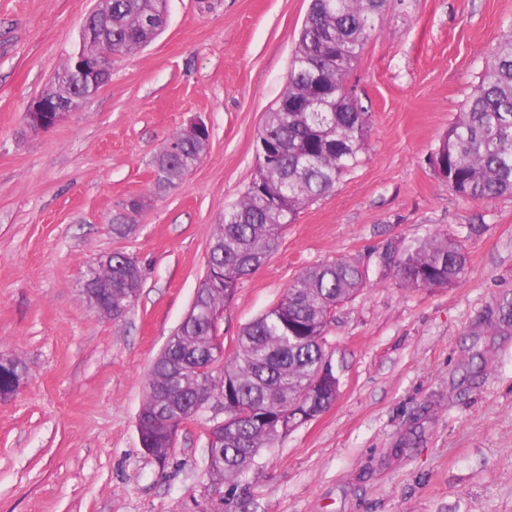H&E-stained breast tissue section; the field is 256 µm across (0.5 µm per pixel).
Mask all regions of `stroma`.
Returning a JSON list of instances; mask_svg holds the SVG:
<instances>
[{"label":"stroma","mask_w":512,"mask_h":512,"mask_svg":"<svg viewBox=\"0 0 512 512\" xmlns=\"http://www.w3.org/2000/svg\"><path fill=\"white\" fill-rule=\"evenodd\" d=\"M98 0H0V354L28 376L0 401V512H512V196L449 191L434 154L463 111L512 0H388L349 82L371 115L367 151L300 210L220 321L232 341L305 268L368 271L326 336L340 380L318 418L261 449L247 489L208 494V417L170 456L145 454L137 417L155 358L207 272L212 233L242 198L266 112L284 90L310 0H168L165 28L112 62L109 82L50 130L23 115L76 49ZM202 118L210 149L152 191V160ZM133 231L112 233L130 197ZM448 235L458 283L380 273L388 250ZM137 258L143 283L112 320L81 289L103 253Z\"/></svg>","instance_id":"stroma-1"}]
</instances>
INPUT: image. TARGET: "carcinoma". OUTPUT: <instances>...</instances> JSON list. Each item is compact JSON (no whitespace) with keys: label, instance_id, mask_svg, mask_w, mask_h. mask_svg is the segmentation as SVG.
Masks as SVG:
<instances>
[{"label":"carcinoma","instance_id":"carcinoma-1","mask_svg":"<svg viewBox=\"0 0 512 512\" xmlns=\"http://www.w3.org/2000/svg\"><path fill=\"white\" fill-rule=\"evenodd\" d=\"M387 0H310L280 106L266 114L256 145L255 175L238 204L216 225L207 274L199 285L197 317L170 339L152 365L139 427L143 446L160 460L170 453L169 430L195 420L213 398L224 400V437L208 448L207 483L233 487L247 480L259 450L280 436L288 413L307 408L318 415L336 392L309 389L326 358L325 333L336 307L361 289L365 273L337 258L303 270L273 307L248 323L224 349L210 313L226 309L242 279L274 251L279 236L299 210L329 192L354 168L367 148L369 113L345 102L348 77L382 16ZM167 22L162 0H111L110 11L92 19L78 48L111 46L133 53L152 42ZM96 84L64 66L43 90L48 102L92 96ZM176 166L167 183L153 182L158 194L176 186L183 169L202 161V141L184 132ZM435 161L448 190L466 200L490 201L512 195V30L492 49L465 111L442 139ZM128 207L112 214L117 236L136 220ZM382 263L396 270L402 286L444 287L461 280L466 256L461 242L447 236L413 244L400 254L385 252ZM90 277L112 286L114 318L133 307L143 274L132 257L92 265ZM27 375L25 364L0 365V392L11 379Z\"/></svg>","mask_w":512,"mask_h":512}]
</instances>
